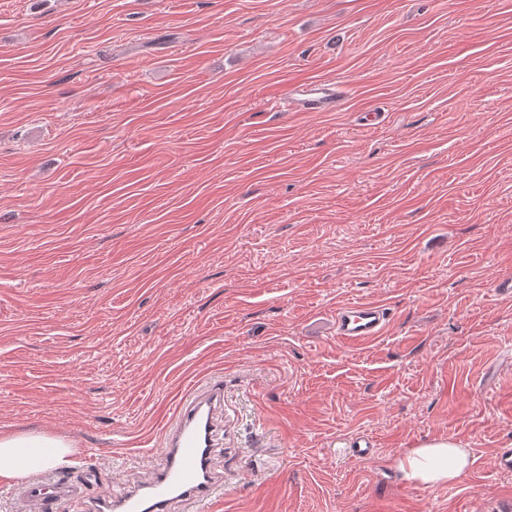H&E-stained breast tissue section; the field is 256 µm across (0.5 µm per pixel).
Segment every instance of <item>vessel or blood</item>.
<instances>
[{
  "label": "vessel or blood",
  "mask_w": 512,
  "mask_h": 512,
  "mask_svg": "<svg viewBox=\"0 0 512 512\" xmlns=\"http://www.w3.org/2000/svg\"><path fill=\"white\" fill-rule=\"evenodd\" d=\"M341 100L336 84L319 82L291 88L285 103L301 112H333ZM388 323L384 305L353 303L337 312L336 336L362 343L383 336ZM223 406V381L193 389L164 428L150 478L120 494L88 495L69 471L36 478L19 491L30 512H56L68 500L79 502L83 512H216L223 494L222 478L214 467L215 416Z\"/></svg>",
  "instance_id": "1"
}]
</instances>
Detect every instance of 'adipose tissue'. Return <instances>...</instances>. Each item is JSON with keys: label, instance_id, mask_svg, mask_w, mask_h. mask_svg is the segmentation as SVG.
Returning a JSON list of instances; mask_svg holds the SVG:
<instances>
[{"label": "adipose tissue", "instance_id": "1", "mask_svg": "<svg viewBox=\"0 0 512 512\" xmlns=\"http://www.w3.org/2000/svg\"><path fill=\"white\" fill-rule=\"evenodd\" d=\"M74 449L69 441L47 433L0 435V478L24 480L36 472L70 464ZM470 449L450 437L421 442L403 454L397 467L410 482L451 484L465 475L472 463Z\"/></svg>", "mask_w": 512, "mask_h": 512}]
</instances>
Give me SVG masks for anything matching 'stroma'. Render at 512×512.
<instances>
[{
  "label": "stroma",
  "instance_id": "obj_1",
  "mask_svg": "<svg viewBox=\"0 0 512 512\" xmlns=\"http://www.w3.org/2000/svg\"><path fill=\"white\" fill-rule=\"evenodd\" d=\"M506 273L512 0H0V432L90 494L219 375L223 512H512ZM440 436L468 472L405 480ZM341 100L342 92L336 84L318 82L291 88L283 103L299 112H333ZM388 309L377 302L353 303L336 313V337L362 343L383 336L389 323ZM72 444L47 433L0 435V478L24 480L36 472L71 463ZM470 449L451 437L421 442L397 460V467L410 482L423 485L451 484L465 475L472 463Z\"/></svg>",
  "mask_w": 512,
  "mask_h": 512
}]
</instances>
